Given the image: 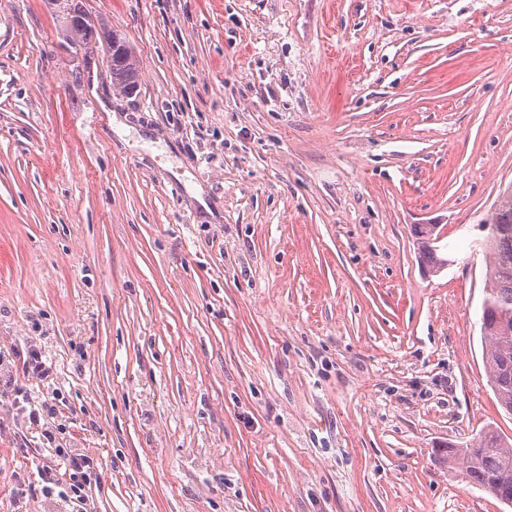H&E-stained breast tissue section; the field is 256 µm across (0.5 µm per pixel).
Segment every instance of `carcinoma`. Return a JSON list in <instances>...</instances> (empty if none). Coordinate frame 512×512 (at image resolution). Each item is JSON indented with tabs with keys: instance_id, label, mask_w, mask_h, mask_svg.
Returning <instances> with one entry per match:
<instances>
[{
	"instance_id": "cac0c4a2",
	"label": "carcinoma",
	"mask_w": 512,
	"mask_h": 512,
	"mask_svg": "<svg viewBox=\"0 0 512 512\" xmlns=\"http://www.w3.org/2000/svg\"><path fill=\"white\" fill-rule=\"evenodd\" d=\"M71 34V44L77 51L86 52L103 41L106 67L112 86L129 93L138 83L137 59L115 31L98 28L95 24H73L64 21ZM414 235L422 262L437 273L448 260L438 254V246L431 243L434 227L417 224ZM483 249L489 256L486 267L485 298L482 304L481 335L485 342L484 358L489 369L490 386L500 408L512 415V195H508L496 209L490 236ZM463 453V473L467 483L488 492L498 501L512 505V443L500 433L487 428L480 433L472 448L453 449L448 459L455 460Z\"/></svg>"
}]
</instances>
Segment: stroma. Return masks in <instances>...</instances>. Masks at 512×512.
Here are the masks:
<instances>
[{"instance_id":"stroma-1","label":"stroma","mask_w":512,"mask_h":512,"mask_svg":"<svg viewBox=\"0 0 512 512\" xmlns=\"http://www.w3.org/2000/svg\"><path fill=\"white\" fill-rule=\"evenodd\" d=\"M83 3L133 93L48 0H0V379L25 396L0 512H75L40 477L59 448L94 460L90 512H512L447 461L512 439L480 334L512 0ZM59 17H61L59 15ZM67 31L71 34V44L76 51H83L87 54L89 49L98 47L101 40V48L106 57V67L112 78V86L120 92L129 93L134 90L138 83L139 67L137 59L117 31L107 30L95 24H73L66 18L61 17ZM104 41L107 50L104 48ZM438 228L439 226L436 225L434 229L433 224L414 225V235L416 236L418 243L420 258L425 266L434 273L439 272L440 269L445 267L447 264V260L439 256L438 246L431 244L430 242L433 236L434 238L436 237L434 232H436V229ZM440 241L441 232L437 234V237L433 240V242L437 244Z\"/></svg>"}]
</instances>
